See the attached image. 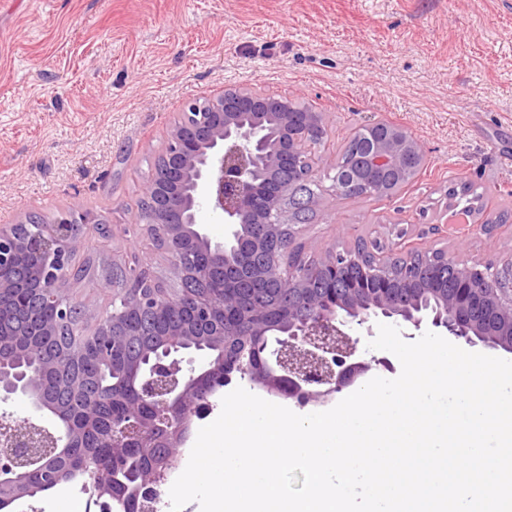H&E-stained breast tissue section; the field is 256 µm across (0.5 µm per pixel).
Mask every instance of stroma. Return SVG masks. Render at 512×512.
Segmentation results:
<instances>
[{"instance_id":"35a3bbf8","label":"stroma","mask_w":512,"mask_h":512,"mask_svg":"<svg viewBox=\"0 0 512 512\" xmlns=\"http://www.w3.org/2000/svg\"><path fill=\"white\" fill-rule=\"evenodd\" d=\"M247 85L330 113L329 169L352 128L403 126L426 150L396 196L328 198L320 249H403L504 261L448 187L512 211V0H0V225L77 202L111 217L107 263L148 252L130 213L187 102ZM406 229L397 238L398 229ZM477 190L478 188H475L472 183L462 182L460 186L448 189V196L452 198L458 206L463 204L462 209L465 212L471 213L476 209L480 211L484 205L482 200L485 195L487 199L489 196L486 189L485 192L484 190L482 192H478ZM478 204H480L479 207Z\"/></svg>"}]
</instances>
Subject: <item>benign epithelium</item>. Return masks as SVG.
I'll list each match as a JSON object with an SVG mask.
<instances>
[{
	"instance_id": "1",
	"label": "benign epithelium",
	"mask_w": 512,
	"mask_h": 512,
	"mask_svg": "<svg viewBox=\"0 0 512 512\" xmlns=\"http://www.w3.org/2000/svg\"><path fill=\"white\" fill-rule=\"evenodd\" d=\"M297 111L292 102L246 85L224 87L220 94L195 100L169 130L157 164L144 179L142 198L147 206L146 231L168 258L172 284L159 277L152 259L137 260L126 266L123 290L142 307H152L163 299L178 295L180 287L194 278L210 279L213 271H228L226 247L239 240L237 227L251 219L248 199L254 180L281 166L293 164L296 175L307 181L310 172L299 158L303 153L321 152L310 141L292 137L288 113ZM254 115V123L241 124L240 115ZM278 124L279 146L266 149V131ZM371 145L364 152L360 168L345 169L339 185L355 189L357 175L368 170L386 173L406 170L424 163L422 144L403 127L387 121L368 125ZM208 205L224 214L227 234L214 243L210 264L198 269L182 256L184 227L196 223L199 209ZM259 223L269 227L271 237L291 235V243L270 251L267 243L256 241L252 249L265 255L260 270L288 284L293 290V305L288 323L282 324L254 312L243 311L225 318L220 330L224 340H241L248 352L259 351L264 374L277 378L274 385L255 374L253 384L269 394L294 399L300 404L325 402L343 389L366 377L373 365L387 359L358 358L357 341L349 330L362 326L373 317L395 318L410 330L406 337L431 322L448 336L468 345L501 348L512 353V259L503 262L455 261L458 288L448 296L445 313L432 314L411 301H400L391 283L408 279L410 266H394L397 248L373 240L360 248L337 252L327 250L315 263L305 261L307 244L296 242L299 228L292 221V198L284 190L265 201ZM112 222L81 204H71L34 233L26 223L0 227V272L5 268L25 270V278L16 280L0 275V300L20 290L30 289L42 302L56 301V289L66 287L76 266V243L89 227L101 238L111 233ZM352 264L372 269L371 284L349 281L336 290L333 300L316 298L308 284L316 275L331 272L340 279ZM115 313L83 312V321L95 325L102 349L113 345L112 324ZM187 350L175 341L140 372L135 391L154 411L149 416H129L112 424V455L126 456L133 449L153 447L159 432L166 435L170 459L177 460L187 440L188 429L180 410L199 413L209 409V393L190 389V380L221 369L243 368L242 355L216 363L204 360L197 365L185 358ZM29 396L42 409L39 396L25 382H19L0 369V396ZM62 436L29 420L0 417V481L21 482L28 474L31 459L52 457ZM160 475L143 469L128 473L133 512H154L159 497Z\"/></svg>"
}]
</instances>
